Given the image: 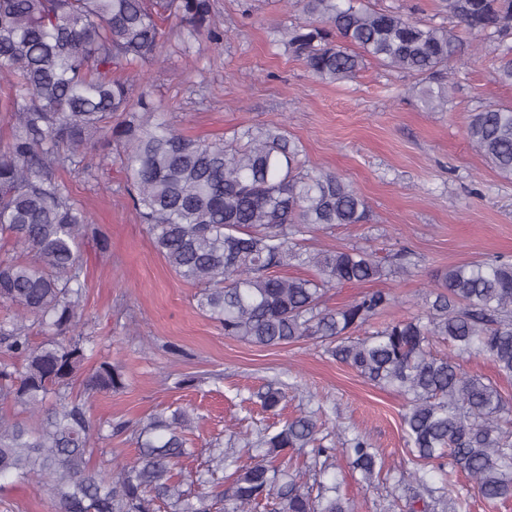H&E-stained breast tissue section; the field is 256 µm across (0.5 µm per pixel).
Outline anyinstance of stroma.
Listing matches in <instances>:
<instances>
[{
    "mask_svg": "<svg viewBox=\"0 0 512 512\" xmlns=\"http://www.w3.org/2000/svg\"><path fill=\"white\" fill-rule=\"evenodd\" d=\"M212 22L224 33L215 48L199 37L190 54L177 49L179 24L165 23L160 58L144 68L167 119L192 139L216 142L239 128L277 123L298 139L306 167L349 180L364 198L369 219L311 233L318 249L362 247L384 263L408 252L415 269L404 279L347 285L329 291L335 308L371 290L395 301L375 320L422 311L437 271L454 264L512 258V180L490 168L470 146L471 112L512 105V86L497 77L498 42L460 31L461 59L444 108L431 110L416 80L366 63L355 78L328 83L286 52L285 29L305 17L289 0H212ZM76 202L108 235L110 251L84 250L87 334L101 356L122 367L127 386L97 395L101 418L138 420L167 406L193 412L196 454L186 470L203 468L212 439L253 434L270 425L258 391L279 382L288 396L285 416L323 408L327 444L366 436L383 468L365 482L346 456L309 466L306 486L338 483L354 512H442L433 500L412 502L403 400L337 362L328 343L301 340L263 348L227 336L196 307L195 286L175 276L155 249L124 190L118 166L95 176L68 172Z\"/></svg>",
    "mask_w": 512,
    "mask_h": 512,
    "instance_id": "1",
    "label": "stroma"
}]
</instances>
